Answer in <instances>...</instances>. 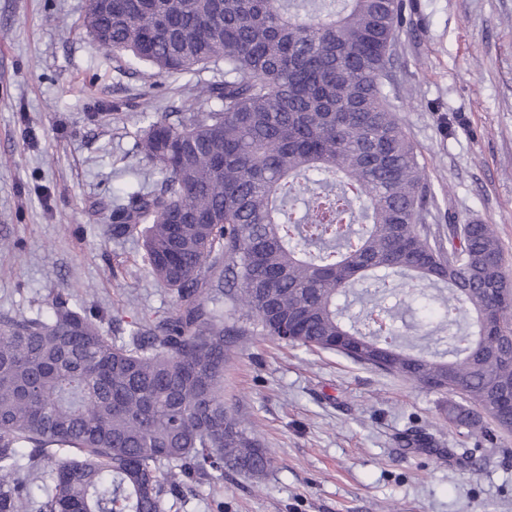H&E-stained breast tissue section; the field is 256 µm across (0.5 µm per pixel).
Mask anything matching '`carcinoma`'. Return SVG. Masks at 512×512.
<instances>
[{
    "instance_id": "cac0c4a2",
    "label": "carcinoma",
    "mask_w": 512,
    "mask_h": 512,
    "mask_svg": "<svg viewBox=\"0 0 512 512\" xmlns=\"http://www.w3.org/2000/svg\"><path fill=\"white\" fill-rule=\"evenodd\" d=\"M400 0H88L99 49L153 75L211 71L203 95L135 132L162 175L108 231L142 238L175 294L116 345L61 294L0 314V512H166L184 478L273 466L224 404V362L259 334L341 353L436 394L448 420L512 432V279L489 224L419 223L426 183L384 92ZM448 335L417 351L381 300L420 282ZM372 306L347 314L353 285ZM74 450L59 459L57 451Z\"/></svg>"
}]
</instances>
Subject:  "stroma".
I'll use <instances>...</instances> for the list:
<instances>
[{
	"label": "stroma",
	"mask_w": 512,
	"mask_h": 512,
	"mask_svg": "<svg viewBox=\"0 0 512 512\" xmlns=\"http://www.w3.org/2000/svg\"><path fill=\"white\" fill-rule=\"evenodd\" d=\"M386 92L431 187V231L490 224L512 275V0H405ZM88 0H0V313L57 293L116 343L171 312L142 243L112 212L161 176L134 131L192 103V75L151 76L99 50ZM452 398L337 353L250 336L224 366V402L275 463L263 478L185 479L170 512H512V432L486 441ZM432 447L405 445L404 433Z\"/></svg>",
	"instance_id": "obj_1"
}]
</instances>
